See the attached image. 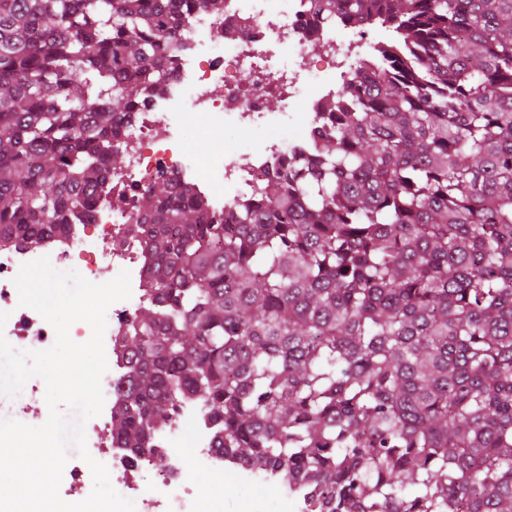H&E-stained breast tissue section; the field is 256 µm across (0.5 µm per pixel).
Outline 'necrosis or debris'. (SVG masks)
Wrapping results in <instances>:
<instances>
[{
	"label": "necrosis or debris",
	"mask_w": 512,
	"mask_h": 512,
	"mask_svg": "<svg viewBox=\"0 0 512 512\" xmlns=\"http://www.w3.org/2000/svg\"><path fill=\"white\" fill-rule=\"evenodd\" d=\"M306 0H224L222 16L194 12L187 20L181 48L168 78L123 124L120 142L125 160L114 168L97 194L89 220L71 225L67 234L52 235L36 247L18 245L0 250V310L10 317L0 333L10 344L49 349L55 331L35 310L20 306L13 283L21 266L49 257L60 270L79 268L84 278L99 282L103 272L129 271L131 296L108 309L104 348L108 369L101 379L102 413L88 421L89 452L108 461L110 482L120 495L134 500L140 512H203L188 485L187 468L223 472L224 453L215 426L189 399L179 402L171 421L153 437L156 453L168 466L151 486H144L147 458L128 453L105 439L112 425L118 388L128 378L125 336L134 304L148 299L147 268L139 227V194L159 177L227 211L253 195L260 171L282 166L304 170L315 157L323 127L319 118L352 74L356 62L342 27L327 28L317 61H310L305 35L317 18ZM278 100L280 111L267 109ZM209 127L255 125L274 134L246 148L222 150L209 178H199L194 156L184 142L194 133L191 117ZM297 125L285 139L278 131ZM191 441L194 454L184 460L180 449ZM233 469L256 479V471L240 461Z\"/></svg>",
	"instance_id": "1"
}]
</instances>
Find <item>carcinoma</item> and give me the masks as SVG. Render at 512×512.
I'll use <instances>...</instances> for the list:
<instances>
[{"instance_id":"carcinoma-1","label":"carcinoma","mask_w":512,"mask_h":512,"mask_svg":"<svg viewBox=\"0 0 512 512\" xmlns=\"http://www.w3.org/2000/svg\"><path fill=\"white\" fill-rule=\"evenodd\" d=\"M224 0H0V248L62 234L186 18ZM401 35L357 67L301 173L231 221L140 193L151 301L112 434L184 398L305 512H512V0H309Z\"/></svg>"}]
</instances>
